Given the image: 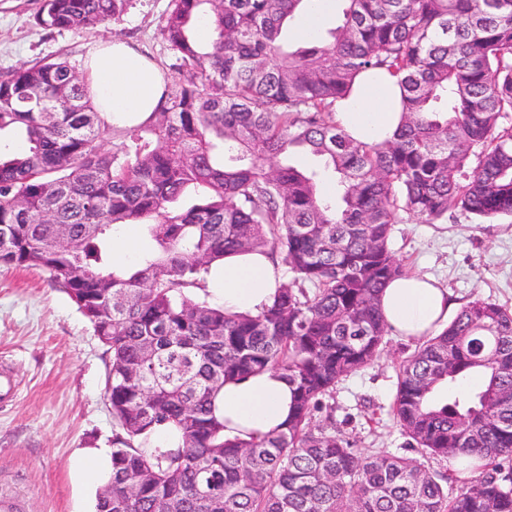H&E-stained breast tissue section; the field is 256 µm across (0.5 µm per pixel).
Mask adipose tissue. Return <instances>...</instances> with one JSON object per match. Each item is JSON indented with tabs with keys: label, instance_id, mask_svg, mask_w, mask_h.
Returning a JSON list of instances; mask_svg holds the SVG:
<instances>
[{
	"label": "adipose tissue",
	"instance_id": "ef3b65f1",
	"mask_svg": "<svg viewBox=\"0 0 512 512\" xmlns=\"http://www.w3.org/2000/svg\"><path fill=\"white\" fill-rule=\"evenodd\" d=\"M84 77L95 109L111 124L146 119L159 106L164 72L135 46L113 39L96 44L84 63ZM336 121L351 137L368 143L391 139L402 122L396 77L383 70L360 74L352 95L338 103ZM285 281L282 267L259 252L230 254L220 272L225 310L257 313ZM453 303L434 280L406 275L393 280L380 296L388 328L398 336H431L448 324ZM292 389L274 370L224 386L218 407L224 433L243 439L284 429L291 411Z\"/></svg>",
	"mask_w": 512,
	"mask_h": 512
}]
</instances>
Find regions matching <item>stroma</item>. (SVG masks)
Here are the masks:
<instances>
[{"instance_id":"stroma-1","label":"stroma","mask_w":512,"mask_h":512,"mask_svg":"<svg viewBox=\"0 0 512 512\" xmlns=\"http://www.w3.org/2000/svg\"><path fill=\"white\" fill-rule=\"evenodd\" d=\"M170 0H133L119 20L81 31L48 30L34 15L39 0H0V75L43 59L83 68L97 42L137 45L169 79L174 59L161 28ZM391 249L405 272L429 275L456 306L484 299L512 310V218L457 216L395 225ZM413 341L387 335L381 355L346 377L316 413L358 448L411 455L410 440L389 413L400 360ZM111 355L67 294L47 274L0 265V370L17 392L0 399V493L23 512H93L103 476H90L92 452L111 451L114 421L104 397Z\"/></svg>"}]
</instances>
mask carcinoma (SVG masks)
<instances>
[{
	"label": "carcinoma",
	"instance_id": "1",
	"mask_svg": "<svg viewBox=\"0 0 512 512\" xmlns=\"http://www.w3.org/2000/svg\"><path fill=\"white\" fill-rule=\"evenodd\" d=\"M307 2L170 0L162 36L179 78L121 128L66 60L0 76V132L27 143L0 151V264L48 274L112 353L105 399L119 431L95 512H512L501 305L468 302L399 363L392 414L421 458L367 453L314 420L380 354L403 215L512 216V0H341L340 25L290 45L283 31ZM131 3L40 0L35 19L93 29ZM202 16L215 33L204 50ZM376 69L402 89L404 122L384 145L335 120ZM295 152L322 167L281 163ZM190 188L197 202L177 206ZM120 224L145 225L157 246L129 270L109 264ZM243 251L290 276L256 314L209 300L212 268ZM269 369L293 388L288 426L224 437V384ZM168 427L176 441L154 445ZM448 459L469 464L429 466Z\"/></svg>",
	"mask_w": 512,
	"mask_h": 512
}]
</instances>
